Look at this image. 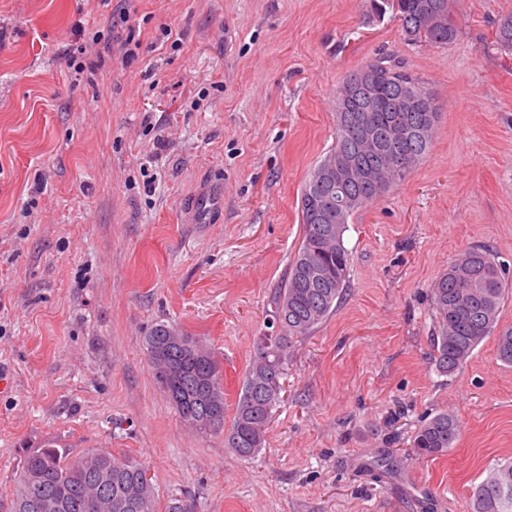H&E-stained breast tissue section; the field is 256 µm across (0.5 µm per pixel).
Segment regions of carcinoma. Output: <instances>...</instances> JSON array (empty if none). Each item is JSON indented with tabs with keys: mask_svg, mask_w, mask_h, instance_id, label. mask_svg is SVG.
Returning a JSON list of instances; mask_svg holds the SVG:
<instances>
[{
	"mask_svg": "<svg viewBox=\"0 0 512 512\" xmlns=\"http://www.w3.org/2000/svg\"><path fill=\"white\" fill-rule=\"evenodd\" d=\"M451 0H370L378 16L397 7L395 19L406 42L448 45L459 28ZM499 48L512 53V11L499 17ZM363 82L368 94L343 111L336 99V141L310 171L300 199L303 237L284 282L275 291L271 310L278 321L276 342H256L235 412L225 422L224 385L220 366L194 336L158 324L145 339L154 378L165 393L177 391L185 404L176 407L185 423L210 420L209 431L224 434V447L251 458L264 447L273 409L281 401L282 380L288 374L294 340L310 335L334 311L349 284V252L344 244L349 219L363 206L405 181L429 151L438 119L433 96L404 63L389 55L369 59L350 74L343 86ZM353 158L377 175L350 183L322 176L331 159ZM506 294L500 262L492 250L477 245L448 263L432 288L437 331L433 337L434 364L445 376L456 372L474 350L497 331ZM498 358L512 365V330L497 336ZM459 424L439 413L416 428L411 445L420 457L448 452ZM14 482L13 512L41 496H53L62 512H97L93 488L124 502L113 512H155V491L148 469L132 457L93 449L80 457L48 442L26 450ZM473 512H512V462L492 468L476 489Z\"/></svg>",
	"mask_w": 512,
	"mask_h": 512,
	"instance_id": "carcinoma-1",
	"label": "carcinoma"
}]
</instances>
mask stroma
I'll list each match as a JSON object with an SVG mask.
<instances>
[{"label":"stroma","instance_id":"1","mask_svg":"<svg viewBox=\"0 0 512 512\" xmlns=\"http://www.w3.org/2000/svg\"><path fill=\"white\" fill-rule=\"evenodd\" d=\"M137 45L75 74L74 40L107 41L99 0H0V512L24 449L130 456L156 512H472L512 460V365L486 338L454 374L431 361V288L488 246L512 283V0H456L457 39L405 43L366 0H130ZM171 28L177 44L163 41ZM439 108L409 178L349 220L350 288L290 349L254 459L180 419L145 338L201 337L234 411L302 239L301 191L336 136V92L376 54ZM224 191L217 223L191 201ZM460 424L447 455L377 461L419 421Z\"/></svg>","mask_w":512,"mask_h":512}]
</instances>
